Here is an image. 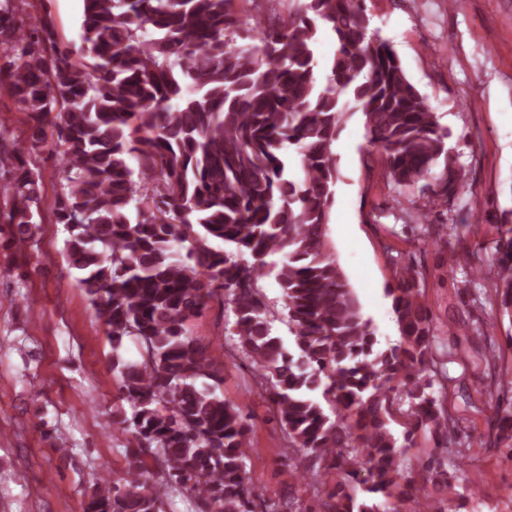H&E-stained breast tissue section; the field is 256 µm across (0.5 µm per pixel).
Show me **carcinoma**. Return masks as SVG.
I'll return each mask as SVG.
<instances>
[{"label":"carcinoma","mask_w":512,"mask_h":512,"mask_svg":"<svg viewBox=\"0 0 512 512\" xmlns=\"http://www.w3.org/2000/svg\"><path fill=\"white\" fill-rule=\"evenodd\" d=\"M235 0H83L80 46L59 44L49 20L26 31L28 0H0V85L27 114L21 139L0 131V223L27 251L38 225L61 224L64 250L112 344V373L134 428L126 474L84 491L83 512H162L180 488L195 512H255L247 454L250 416L222 391L224 364L188 331L220 298L226 335L251 366L288 450L312 486L336 473L325 512H441L455 473V423L438 369L432 317L416 271L387 289L400 341L375 329L328 237L346 121L362 113L369 144L394 184L425 210L466 182L428 98L388 40L371 30L365 0H303L288 18L244 26ZM336 50L320 66L321 31ZM249 44L237 45V40ZM58 157V193L43 207L31 157ZM495 302L512 319V224L494 255ZM282 290L293 347L272 332L259 282ZM134 340L141 360L118 350ZM403 427L396 437L394 425ZM512 456V402L497 413ZM431 437L415 481L401 456ZM158 468L155 474L145 457Z\"/></svg>","instance_id":"carcinoma-1"}]
</instances>
